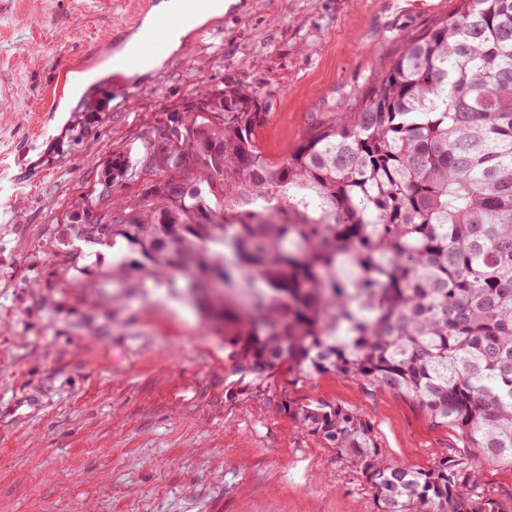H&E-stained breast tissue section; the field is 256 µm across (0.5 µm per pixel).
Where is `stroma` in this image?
Returning <instances> with one entry per match:
<instances>
[{
  "instance_id": "stroma-1",
  "label": "stroma",
  "mask_w": 512,
  "mask_h": 512,
  "mask_svg": "<svg viewBox=\"0 0 512 512\" xmlns=\"http://www.w3.org/2000/svg\"><path fill=\"white\" fill-rule=\"evenodd\" d=\"M134 0H0V512H378L365 476L284 411L224 396V339L184 288L131 270L102 287L116 246L86 242L82 217L109 153L208 91L249 89L256 136L278 159L353 111L408 36L456 0H248L213 33L165 47L132 101L95 111L106 54L52 76L129 21ZM368 420L383 458L426 469L470 458L457 429L417 403L324 374L289 385ZM480 490L512 512V467L470 459Z\"/></svg>"
}]
</instances>
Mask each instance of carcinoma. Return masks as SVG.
<instances>
[{
    "instance_id": "carcinoma-1",
    "label": "carcinoma",
    "mask_w": 512,
    "mask_h": 512,
    "mask_svg": "<svg viewBox=\"0 0 512 512\" xmlns=\"http://www.w3.org/2000/svg\"><path fill=\"white\" fill-rule=\"evenodd\" d=\"M167 120L187 143L112 153L98 224L153 278H188L233 362L226 395L292 413L360 469L379 512H497L464 459L389 462L361 415L287 392L288 377L322 374L386 389L512 466V0H459L354 111L283 158L260 151L246 89ZM205 209L223 222H201ZM130 268L105 278L130 288Z\"/></svg>"
}]
</instances>
